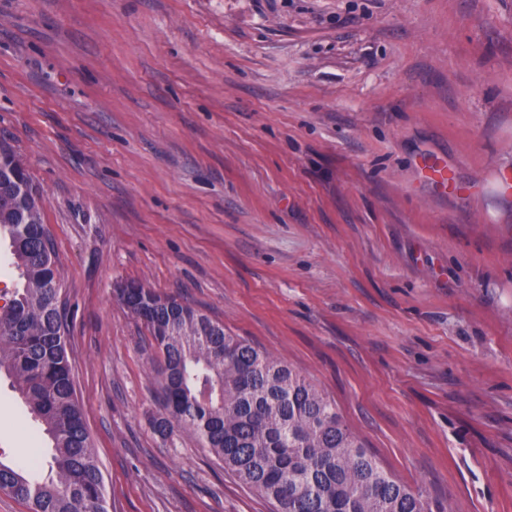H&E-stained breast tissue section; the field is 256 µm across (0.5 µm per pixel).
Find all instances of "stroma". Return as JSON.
Instances as JSON below:
<instances>
[{"label": "stroma", "mask_w": 512, "mask_h": 512, "mask_svg": "<svg viewBox=\"0 0 512 512\" xmlns=\"http://www.w3.org/2000/svg\"><path fill=\"white\" fill-rule=\"evenodd\" d=\"M109 512H274L162 434L136 279L290 363L396 478L512 512V0H0ZM0 455L48 458L0 381Z\"/></svg>", "instance_id": "35a3bbf8"}]
</instances>
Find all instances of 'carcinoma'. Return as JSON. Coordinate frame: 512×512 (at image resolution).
<instances>
[{
	"mask_svg": "<svg viewBox=\"0 0 512 512\" xmlns=\"http://www.w3.org/2000/svg\"><path fill=\"white\" fill-rule=\"evenodd\" d=\"M21 287L0 307V374L42 424L51 473L0 459V492L30 512H108L104 477L77 396L55 244L31 172L0 139V240ZM120 302L147 327L158 357L160 433L190 430L277 512H451L397 480L300 371L206 314L137 280Z\"/></svg>",
	"mask_w": 512,
	"mask_h": 512,
	"instance_id": "1",
	"label": "carcinoma"
}]
</instances>
